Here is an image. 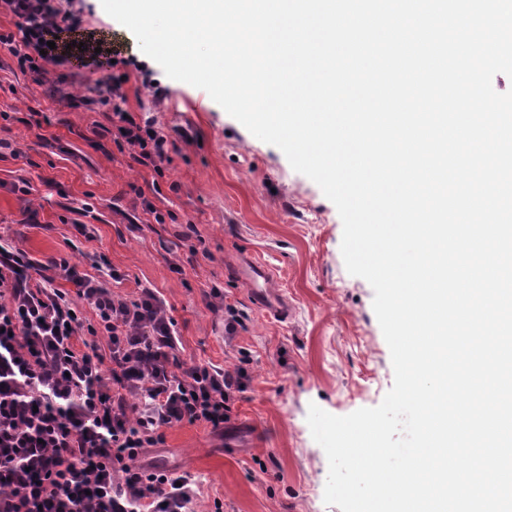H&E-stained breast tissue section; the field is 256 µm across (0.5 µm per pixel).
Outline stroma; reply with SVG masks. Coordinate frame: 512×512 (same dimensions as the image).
<instances>
[{
	"label": "stroma",
	"mask_w": 512,
	"mask_h": 512,
	"mask_svg": "<svg viewBox=\"0 0 512 512\" xmlns=\"http://www.w3.org/2000/svg\"><path fill=\"white\" fill-rule=\"evenodd\" d=\"M86 28L112 45L94 67L62 68V90L21 72L0 47V139L19 149L0 153V239L39 262L66 256L92 272L104 257L123 280L124 296L155 289L179 333L185 362L230 369L244 364L251 381L231 411L233 429L215 433L181 423L147 449L141 464L187 471L197 479L195 512H340L324 501L328 461L307 423L310 404L344 416L378 406L394 384L389 347L373 310L374 292L350 275L341 253L343 224L317 184L294 171L283 152L256 138L209 94L153 67L163 95L142 83L151 59L101 0H70ZM109 73L124 75L127 107L175 141L163 174L136 164L111 139L107 107H75ZM49 123L25 124L30 111ZM28 181L30 194L15 189ZM152 202L163 223L146 214ZM38 212L27 223L28 209ZM93 229L75 239L73 218ZM197 255H190V248ZM266 262L286 295L288 318L265 316L228 274L233 257ZM185 259L184 274L172 271ZM224 291L244 315V330L224 335Z\"/></svg>",
	"instance_id": "35a3bbf8"
}]
</instances>
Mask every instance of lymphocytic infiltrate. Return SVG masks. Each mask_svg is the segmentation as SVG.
<instances>
[{
	"label": "lymphocytic infiltrate",
	"instance_id": "obj_1",
	"mask_svg": "<svg viewBox=\"0 0 512 512\" xmlns=\"http://www.w3.org/2000/svg\"><path fill=\"white\" fill-rule=\"evenodd\" d=\"M2 15L14 27L0 30V46L37 78L99 59L100 40L60 0H0ZM76 32L79 48L67 41ZM96 94L117 147L162 173L169 135L137 121L121 80L101 77ZM34 266L0 243V512H187L194 478L139 460L180 423L222 428L248 372L179 361L174 321L154 289L124 297L111 288L119 272L94 276L64 258L49 259L50 276L35 285ZM59 277L72 291L55 287ZM84 334L107 337L109 355L77 348Z\"/></svg>",
	"mask_w": 512,
	"mask_h": 512
}]
</instances>
